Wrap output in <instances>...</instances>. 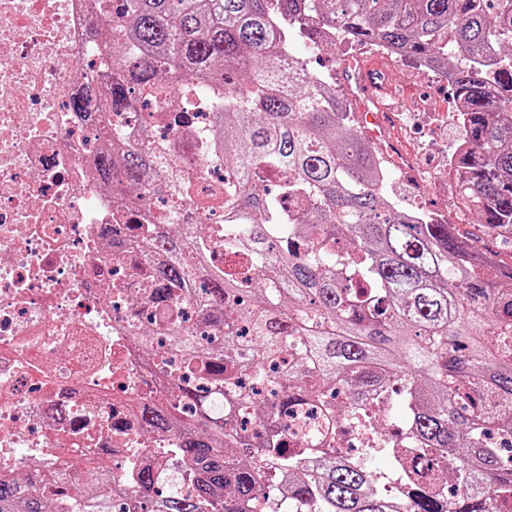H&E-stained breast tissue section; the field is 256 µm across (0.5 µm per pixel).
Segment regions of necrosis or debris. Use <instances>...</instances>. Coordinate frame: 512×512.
<instances>
[{
  "label": "necrosis or debris",
  "mask_w": 512,
  "mask_h": 512,
  "mask_svg": "<svg viewBox=\"0 0 512 512\" xmlns=\"http://www.w3.org/2000/svg\"><path fill=\"white\" fill-rule=\"evenodd\" d=\"M122 8L0 0V472L22 479L63 471L79 482L89 459L115 476L158 463L171 440L145 433L139 408L173 393L130 334L161 325L152 282L131 270L135 226L224 222L202 206L224 180L223 161L196 142L213 131L210 112L68 107L109 73L94 39ZM113 129L187 167L188 196L175 204L148 185L103 182L96 160Z\"/></svg>",
  "instance_id": "1"
}]
</instances>
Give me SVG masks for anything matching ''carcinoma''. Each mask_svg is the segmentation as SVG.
<instances>
[{
    "instance_id": "carcinoma-1",
    "label": "carcinoma",
    "mask_w": 512,
    "mask_h": 512,
    "mask_svg": "<svg viewBox=\"0 0 512 512\" xmlns=\"http://www.w3.org/2000/svg\"><path fill=\"white\" fill-rule=\"evenodd\" d=\"M123 2L116 79L98 108L127 112L136 89L216 103L224 185L210 205L224 209V252L236 258L212 266L210 243L190 229L142 235L158 255L156 295L204 296L195 329L171 306L165 342L140 337L177 389L174 407L145 405L141 418L170 434L168 455L192 486L146 512H512V265L491 248L512 245V0ZM331 36L453 70L471 229L392 204L380 152L344 97L290 52L297 38L323 48ZM115 154L137 185L148 152L112 136L102 176ZM168 182L175 194L189 173L175 165ZM302 406L313 423L290 435ZM341 420L358 432L372 423L366 454L389 455L393 476L347 458ZM131 478L124 494L138 512L154 467ZM112 482L95 466L79 484L1 473L0 512H112Z\"/></svg>"
}]
</instances>
